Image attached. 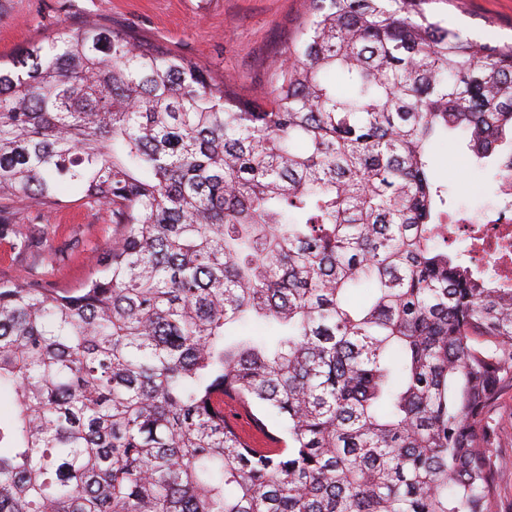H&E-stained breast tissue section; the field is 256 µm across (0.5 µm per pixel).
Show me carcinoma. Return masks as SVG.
<instances>
[{"label": "carcinoma", "instance_id": "cac0c4a2", "mask_svg": "<svg viewBox=\"0 0 512 512\" xmlns=\"http://www.w3.org/2000/svg\"><path fill=\"white\" fill-rule=\"evenodd\" d=\"M439 2L310 0L262 100L108 23L0 62V212L112 224L82 287L0 282V512H500L512 286L454 253L433 154L512 179V43ZM491 461L501 497L502 512H512V389L498 396L492 410Z\"/></svg>", "mask_w": 512, "mask_h": 512}]
</instances>
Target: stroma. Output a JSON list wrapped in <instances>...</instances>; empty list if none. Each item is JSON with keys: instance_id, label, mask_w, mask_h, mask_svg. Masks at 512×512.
I'll use <instances>...</instances> for the list:
<instances>
[{"instance_id": "35a3bbf8", "label": "stroma", "mask_w": 512, "mask_h": 512, "mask_svg": "<svg viewBox=\"0 0 512 512\" xmlns=\"http://www.w3.org/2000/svg\"><path fill=\"white\" fill-rule=\"evenodd\" d=\"M309 0H0V61L13 58L28 43L46 38L56 23L96 21L132 27L230 78L240 95L269 89L270 63L310 14ZM449 26L469 37L512 40V0H451L443 8ZM463 139L440 146L435 176L451 183L454 212L478 214L503 208L493 167L471 172L460 182L450 170L463 159ZM67 207L37 211L28 202L12 204L8 217L35 240L18 252L0 243V279L29 278L53 288L80 287L112 236L106 209L85 205L67 192ZM491 461L501 497V512H512V389L504 390L493 410Z\"/></svg>"}]
</instances>
